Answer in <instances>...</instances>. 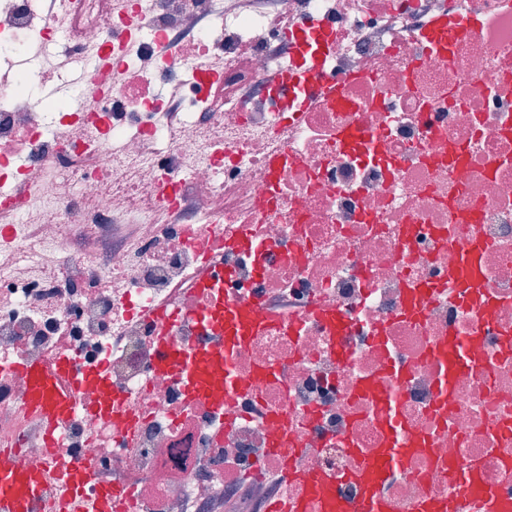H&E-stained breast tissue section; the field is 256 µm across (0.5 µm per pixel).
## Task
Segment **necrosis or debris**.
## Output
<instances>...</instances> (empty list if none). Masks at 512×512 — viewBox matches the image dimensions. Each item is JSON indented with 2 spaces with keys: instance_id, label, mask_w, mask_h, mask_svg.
I'll return each instance as SVG.
<instances>
[{
  "instance_id": "4bbe7bcc",
  "label": "necrosis or debris",
  "mask_w": 512,
  "mask_h": 512,
  "mask_svg": "<svg viewBox=\"0 0 512 512\" xmlns=\"http://www.w3.org/2000/svg\"><path fill=\"white\" fill-rule=\"evenodd\" d=\"M455 4L0 0V448L56 490L85 460L120 512H211L238 478L249 497L219 512H321L323 476L400 512H473L472 472L511 497L512 0ZM134 26L110 70L47 86L43 56L88 67ZM310 60L335 94L268 86ZM472 242L485 290L450 296ZM216 263L223 285L199 287ZM228 298L258 308L219 406L154 362L158 336L193 342L188 313ZM64 354L106 368L124 409L99 419L82 392L52 453L14 366ZM394 441L396 467L352 480Z\"/></svg>"
}]
</instances>
